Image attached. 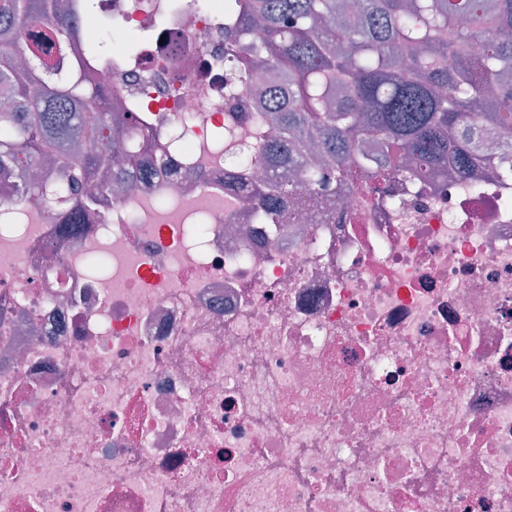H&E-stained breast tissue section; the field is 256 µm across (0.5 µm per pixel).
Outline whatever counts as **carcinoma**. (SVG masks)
<instances>
[{"label": "carcinoma", "mask_w": 512, "mask_h": 512, "mask_svg": "<svg viewBox=\"0 0 512 512\" xmlns=\"http://www.w3.org/2000/svg\"><path fill=\"white\" fill-rule=\"evenodd\" d=\"M87 8L0 0V172L73 224L105 200L101 162L116 155L138 169L152 148L136 113L113 114L85 62L70 59ZM224 15L252 35L241 53L254 96L275 88L254 115L281 133L257 146L273 172L269 188H255L266 223H280L304 188L362 194L397 175L424 181L449 167L465 177L478 165L512 178V0H224ZM38 22L51 58L27 43ZM35 163L58 165V182L32 179Z\"/></svg>", "instance_id": "cac0c4a2"}]
</instances>
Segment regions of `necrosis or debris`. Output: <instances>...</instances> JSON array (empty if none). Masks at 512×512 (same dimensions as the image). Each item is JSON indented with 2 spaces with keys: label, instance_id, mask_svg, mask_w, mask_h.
Returning a JSON list of instances; mask_svg holds the SVG:
<instances>
[{
  "label": "necrosis or debris",
  "instance_id": "obj_1",
  "mask_svg": "<svg viewBox=\"0 0 512 512\" xmlns=\"http://www.w3.org/2000/svg\"><path fill=\"white\" fill-rule=\"evenodd\" d=\"M96 2L155 163L74 230L0 173V512H512V180L259 223L224 0Z\"/></svg>",
  "mask_w": 512,
  "mask_h": 512
}]
</instances>
